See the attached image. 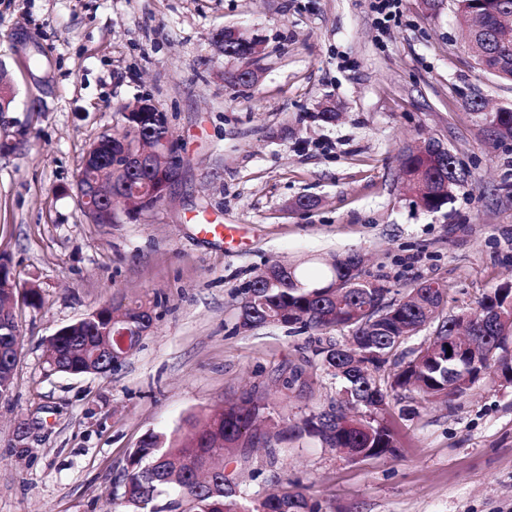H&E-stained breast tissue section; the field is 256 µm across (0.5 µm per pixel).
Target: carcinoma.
<instances>
[{
  "label": "carcinoma",
  "instance_id": "1",
  "mask_svg": "<svg viewBox=\"0 0 512 512\" xmlns=\"http://www.w3.org/2000/svg\"><path fill=\"white\" fill-rule=\"evenodd\" d=\"M460 21L474 37L471 57L480 69L512 82V0H456ZM219 37L224 55L240 57L242 47L230 27ZM4 71H0V153L9 148L17 120L4 114L14 111ZM122 138L141 149L158 150L152 163L132 167L125 163L120 145L102 133L87 153L97 161L82 166L78 181L88 188L101 185L105 195H89L81 203L93 224H118L112 210L115 192L126 211L137 213L163 201L162 177L184 164L170 130L168 117L154 108L150 112L122 113ZM496 143L512 142V104L494 113L487 130ZM402 178L412 191L415 204L429 212L447 205L462 182L458 162L450 155L432 159L405 147L399 156ZM354 257L334 258L312 277L300 264H272L268 276H259L246 288L239 307L238 328L247 332L267 323L299 324L323 331L346 328L357 351L376 353V358L354 360L345 348L328 343L315 349L317 367L338 383L342 400L313 413L288 428L295 438H317L342 452L349 460H366L395 452L394 436L377 413L384 410L390 393L418 388L423 395L451 402L467 392L462 380L474 383L494 369L512 382V354L503 333L512 331V286L503 285L484 294L469 312L467 336L479 347L494 351L493 362L474 360L466 353L447 355L448 337L454 335L455 319L444 315L446 291L441 284L422 282L395 302H385L389 289L379 281H363L332 293L328 285L351 279ZM17 284L6 264L0 265V306L12 309ZM153 322L143 304L125 308L103 305L72 324L60 328L50 341L48 364L68 375L105 374L110 360L126 357L114 338L119 328L142 337ZM435 330L419 348L408 351V360L392 376L389 386L377 380L408 339L421 327ZM20 330L13 314L0 317V398L12 392L13 372L20 350ZM282 387L301 397L310 385L306 366H292ZM273 421L269 404L252 394L214 406L202 418L188 421L186 429L168 437L149 432L128 455L123 479L122 504L128 512H161L157 500L169 493L172 512H326V502L303 491L288 492V479H277L281 489L250 497L226 474L224 457L257 439L253 425L259 419Z\"/></svg>",
  "mask_w": 512,
  "mask_h": 512
}]
</instances>
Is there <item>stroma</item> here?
Listing matches in <instances>:
<instances>
[{"label":"stroma","mask_w":512,"mask_h":512,"mask_svg":"<svg viewBox=\"0 0 512 512\" xmlns=\"http://www.w3.org/2000/svg\"><path fill=\"white\" fill-rule=\"evenodd\" d=\"M228 25L262 45L256 87L225 80L242 66L211 46ZM27 40L39 67L18 52ZM463 42L454 0L432 11L400 0L384 31L372 0H0V69L16 117L30 119L24 150L0 157V255L22 343L0 401V512H105L146 433L249 392L283 428L335 402L322 370L307 398L277 381L311 357V331L237 328L247 284L272 262L354 253L390 298L445 285L450 316L512 284V142L488 144L460 96L512 104V84L479 70ZM145 97L169 118L182 176L155 209L89 223L75 191L86 150ZM328 100L332 124L316 117ZM431 139L466 172L437 212L414 205L398 164ZM302 197L316 207L298 209ZM205 218L239 225L240 238L199 236ZM31 287L42 307L26 303ZM140 301L152 327L121 365L50 372L58 329ZM385 418L396 455L353 462L305 438L279 442L273 460L248 449L226 471L250 496L279 477L310 486L328 512H512V383L491 373L450 403L403 390Z\"/></svg>","instance_id":"obj_1"}]
</instances>
